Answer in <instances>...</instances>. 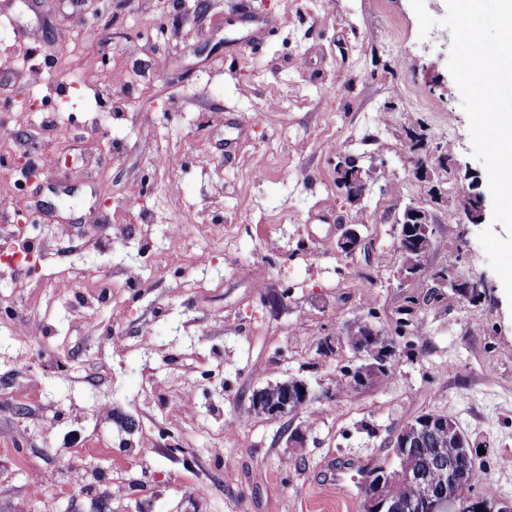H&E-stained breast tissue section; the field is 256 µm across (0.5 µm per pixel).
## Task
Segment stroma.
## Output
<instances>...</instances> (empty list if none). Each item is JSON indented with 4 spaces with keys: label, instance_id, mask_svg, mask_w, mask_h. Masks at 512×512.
<instances>
[{
    "label": "stroma",
    "instance_id": "obj_1",
    "mask_svg": "<svg viewBox=\"0 0 512 512\" xmlns=\"http://www.w3.org/2000/svg\"><path fill=\"white\" fill-rule=\"evenodd\" d=\"M206 2L0 0V124L41 172L0 208L37 261L0 274V512H364L369 469L394 466V434L424 413L482 448L474 494L512 501V301L478 240L505 228L457 203L489 184L448 70L446 0H424V37L410 0ZM31 66L59 75L34 102ZM444 145L445 204L415 174ZM345 158L366 175L356 202L336 185ZM410 205L435 236L403 284ZM348 224L365 240L352 254L337 247ZM98 230L121 237L86 248ZM445 265L485 295L432 299ZM365 321L392 333V370L337 390L357 360L320 341ZM291 378L311 389L296 415L249 414L254 390Z\"/></svg>",
    "mask_w": 512,
    "mask_h": 512
}]
</instances>
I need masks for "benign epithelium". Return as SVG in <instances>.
<instances>
[{
  "label": "benign epithelium",
  "mask_w": 512,
  "mask_h": 512,
  "mask_svg": "<svg viewBox=\"0 0 512 512\" xmlns=\"http://www.w3.org/2000/svg\"><path fill=\"white\" fill-rule=\"evenodd\" d=\"M365 185L360 168L346 160L339 163L338 187L348 199H359ZM461 204L470 223L484 222L482 195L468 193L461 199ZM398 224L401 264L397 277L406 281L420 272L422 262L430 252L434 237L433 214L423 207L410 206L404 210ZM363 244L361 234L352 227L345 229L337 241V247L345 253H352ZM433 281L437 288H451L473 298L480 295V288L483 287L480 282L460 281L454 271L446 266L434 271ZM337 340L347 343L361 360L359 365L342 375L346 387H370L389 375L395 346L393 340L382 331L362 323L346 336L326 337L324 344L329 347ZM284 387L287 388V395L282 399L268 395L264 388L253 391L249 411L278 420L296 414L310 401V390L304 381L290 379L284 382ZM430 438L457 442L463 452L448 460L438 457L437 478L434 480L398 468L393 471L380 468L366 483L365 512H400L402 505L389 493L390 485L398 480H406L416 486L415 496L409 503L412 512H446L450 503L459 504L462 512H512L511 503L499 501L493 505L474 495L465 485L464 475L475 469L472 441L456 422L448 420L445 415L426 413L399 429L394 435L393 454L400 461L408 456L410 449L422 446Z\"/></svg>",
  "instance_id": "7a95c632"
}]
</instances>
